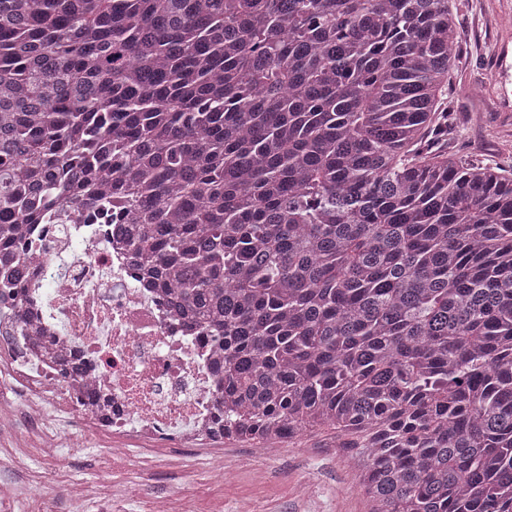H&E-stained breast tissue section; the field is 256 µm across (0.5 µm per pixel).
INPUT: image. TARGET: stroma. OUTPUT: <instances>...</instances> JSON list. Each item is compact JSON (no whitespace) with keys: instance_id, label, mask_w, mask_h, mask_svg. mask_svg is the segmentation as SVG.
<instances>
[{"instance_id":"1","label":"stroma","mask_w":512,"mask_h":512,"mask_svg":"<svg viewBox=\"0 0 512 512\" xmlns=\"http://www.w3.org/2000/svg\"><path fill=\"white\" fill-rule=\"evenodd\" d=\"M460 20L461 61L447 90L453 116L449 151L487 164L512 167V129H503L490 105L496 90L492 80V49L502 25L499 0H454ZM16 418L0 429V454L15 451L17 462L0 477V512H79L56 492L51 468L31 455L36 429L16 390L0 395ZM241 464L233 482H210L177 470L157 469L148 478L149 492L179 489L195 512H236L249 499L254 512H367L351 451L339 447L336 432L324 427L286 442L272 462L240 450Z\"/></svg>"}]
</instances>
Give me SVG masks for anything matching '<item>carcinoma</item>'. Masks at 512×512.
Here are the masks:
<instances>
[{"instance_id": "obj_1", "label": "carcinoma", "mask_w": 512, "mask_h": 512, "mask_svg": "<svg viewBox=\"0 0 512 512\" xmlns=\"http://www.w3.org/2000/svg\"><path fill=\"white\" fill-rule=\"evenodd\" d=\"M450 0H0V261L77 204L224 349V439L368 512H512V170L439 147Z\"/></svg>"}]
</instances>
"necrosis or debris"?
Returning a JSON list of instances; mask_svg holds the SVG:
<instances>
[{
    "label": "necrosis or debris",
    "instance_id": "4bbe7bcc",
    "mask_svg": "<svg viewBox=\"0 0 512 512\" xmlns=\"http://www.w3.org/2000/svg\"><path fill=\"white\" fill-rule=\"evenodd\" d=\"M65 216L58 209L32 235L24 260L34 274L23 287H0V373L40 426L38 458L56 463L66 499L96 501L99 512H131L145 488L139 474L160 463L185 471L201 459L208 480L232 477L219 409L224 356L209 331L172 310L118 231ZM76 418L85 427L72 437L63 427ZM104 435L113 467L132 466L136 477L97 492L59 464Z\"/></svg>",
    "mask_w": 512,
    "mask_h": 512
}]
</instances>
